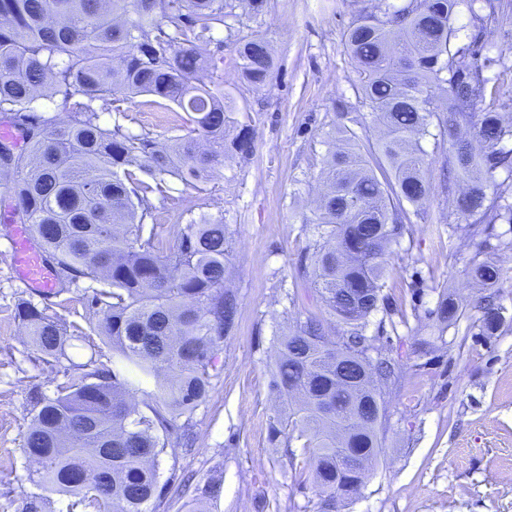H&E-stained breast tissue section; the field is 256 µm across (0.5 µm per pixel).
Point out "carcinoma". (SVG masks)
Here are the masks:
<instances>
[{
	"mask_svg": "<svg viewBox=\"0 0 512 512\" xmlns=\"http://www.w3.org/2000/svg\"><path fill=\"white\" fill-rule=\"evenodd\" d=\"M344 32L360 76L357 88L380 127L366 148L343 128L328 151L323 190L313 217L316 239L292 277L314 286L340 326L337 347L325 345L324 322L308 316L277 337L271 390L278 411L271 440L292 477L306 460L317 512H336L363 483L341 473L336 457L352 448L373 463L381 455L385 394L365 381L396 385L403 370L389 349L361 364L370 318L389 310L383 295L390 247L409 216L432 195L421 140L430 127L449 143L448 162L465 183L455 198L460 218L488 213L512 224V200L495 172L512 174V121L479 106L489 79L468 46L452 47L457 0H369ZM226 0H0V175L7 212L29 225L60 284L50 301L21 299L14 320L46 362L63 366L51 392L29 391L30 420L22 448L35 465L20 512H46L48 494L67 497L66 512H148L164 494L159 459L186 447L191 416L221 370L224 343L237 326L224 217L182 207L171 183L204 185L224 163L255 148L251 124L231 116L224 95V57L204 55L214 31L227 28L237 45L234 65L251 85L266 86L274 57L261 35L226 22ZM207 74L209 82L201 79ZM448 93V107L437 93ZM149 96L185 112L188 134L166 147L103 113ZM382 155L387 165L378 162ZM159 204H154V201ZM469 274L487 288L501 267L474 256ZM85 294L83 323L68 322L71 288ZM482 331L501 323L492 303L481 307ZM427 315L442 328L456 323L459 304L446 296ZM100 336L109 364L91 356L74 363L75 342ZM369 406V425L336 420V401ZM185 418L181 425L179 418Z\"/></svg>",
	"mask_w": 512,
	"mask_h": 512,
	"instance_id": "cac0c4a2",
	"label": "carcinoma"
}]
</instances>
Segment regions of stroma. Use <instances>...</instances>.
Returning <instances> with one entry per match:
<instances>
[{
    "label": "stroma",
    "mask_w": 512,
    "mask_h": 512,
    "mask_svg": "<svg viewBox=\"0 0 512 512\" xmlns=\"http://www.w3.org/2000/svg\"><path fill=\"white\" fill-rule=\"evenodd\" d=\"M368 0H268L249 31L272 45L270 83L252 88L232 61L233 42L209 45L224 54V91L238 121L251 123L255 150L225 164L205 188L175 184L196 212L223 215L230 236L227 282L239 298L238 325L224 344V367L194 413L191 450L160 459L167 489L149 512H316L312 484L298 485L269 437L275 414L271 364L277 334L298 316L323 315L318 293L287 273L312 239V216L329 145L328 132L347 127L376 138L373 116L357 92L359 75L343 33ZM455 45H474L476 64L503 56L489 70L485 100L512 115V0H459ZM122 123L174 142L187 132L179 114L126 103ZM434 193L392 246L385 280L393 316L435 308L453 298L461 316L446 331L435 320L410 321L387 335L405 367L389 395L384 453L360 493L340 512H512V224L496 221L492 236L469 230L452 199L460 189L446 171L448 147L423 139ZM10 217L0 212V512H19L31 491L22 456L33 385L50 390L60 366L29 347L12 310L29 289L11 265ZM496 260L493 289L475 286L466 266L475 254ZM495 294L505 322L492 336L477 324L484 296Z\"/></svg>",
    "instance_id": "35a3bbf8"
}]
</instances>
